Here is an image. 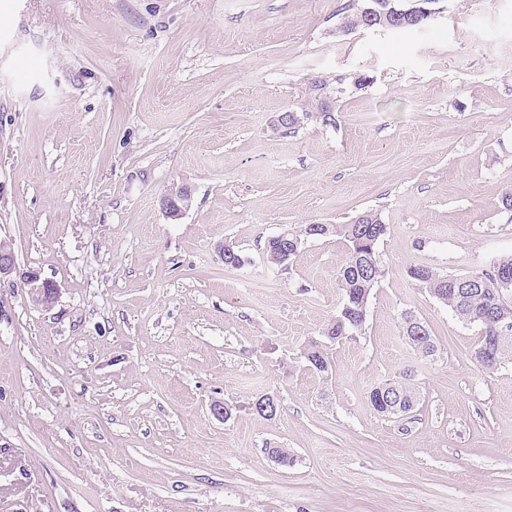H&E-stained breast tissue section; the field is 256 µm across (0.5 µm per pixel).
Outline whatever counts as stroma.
<instances>
[{
	"mask_svg": "<svg viewBox=\"0 0 512 512\" xmlns=\"http://www.w3.org/2000/svg\"><path fill=\"white\" fill-rule=\"evenodd\" d=\"M362 4L0 0V240L59 288L45 309L0 281V512H512V360L482 369L478 327L406 275L512 255V0L340 32ZM371 209L385 274L323 375L300 350L342 302L346 243L284 270L264 245ZM409 367L405 430L368 393ZM191 202V190L187 186H181L165 194L161 200V205L167 218L177 220L190 208ZM404 323V336L413 350L421 357L433 356L437 347L425 324L413 315L406 316Z\"/></svg>",
	"mask_w": 512,
	"mask_h": 512,
	"instance_id": "stroma-1",
	"label": "stroma"
}]
</instances>
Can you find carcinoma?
<instances>
[{
  "label": "carcinoma",
  "instance_id": "carcinoma-1",
  "mask_svg": "<svg viewBox=\"0 0 512 512\" xmlns=\"http://www.w3.org/2000/svg\"><path fill=\"white\" fill-rule=\"evenodd\" d=\"M387 233L388 225L376 210L362 213L349 224H304L292 231L289 240L300 243L330 235L347 243V255L338 273L342 304L321 331L323 340L311 342L304 350V358L312 370L328 372L331 347L362 331L371 291L384 276L376 250ZM406 275L461 320L480 328L472 352L478 365L489 371L501 367L507 355L512 354V287L501 288L499 282L505 277L512 280V256L499 260L490 270L471 275H445L425 264L409 266ZM404 336L422 357L437 351L425 324L412 315L405 317ZM368 399L373 410L382 416L407 423L415 421L418 396L404 372L397 380L375 385Z\"/></svg>",
  "mask_w": 512,
  "mask_h": 512
}]
</instances>
